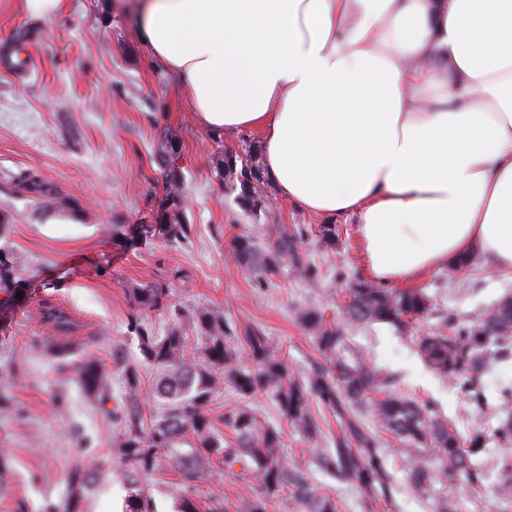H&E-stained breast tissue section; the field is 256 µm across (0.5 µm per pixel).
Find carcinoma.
Masks as SVG:
<instances>
[{
    "label": "carcinoma",
    "mask_w": 512,
    "mask_h": 512,
    "mask_svg": "<svg viewBox=\"0 0 512 512\" xmlns=\"http://www.w3.org/2000/svg\"><path fill=\"white\" fill-rule=\"evenodd\" d=\"M26 41L27 36L19 34L11 48L17 70L28 68V59L23 57ZM257 156L258 149L252 146L242 159L229 151L216 159V168L226 186L236 193L239 207L255 217L268 213L264 169ZM179 158V145L171 140L155 152L154 162L165 181L164 196L152 217L153 225L138 237L144 243H177L188 238ZM11 182L47 208H65L74 214L80 211L78 202L59 196L36 172H21ZM296 239L288 230H281L273 247L262 254L251 238L243 236L233 240L232 256L239 264L260 263L267 268L289 260L302 278L319 279V267L298 254ZM21 267L17 255L0 248V292L4 293L0 307L15 302L17 293L23 291ZM131 292L141 310L170 309L172 323L162 336L144 326L139 316L128 323L143 356L141 363L124 367L125 392L119 410L118 447L122 448L131 487L129 512H154L151 499L136 491V484L155 467L163 451L189 478L202 474L214 457L224 461L231 473L237 465L249 472L257 490L238 500L236 512H267L269 499L281 491L288 492L290 512H337L334 498L321 483L288 465L280 433L262 423L247 403L259 393L270 395L279 413L315 447L320 444L321 429L312 406L318 403L335 413L341 425L336 448L332 453L317 452L315 465L365 491L373 500L391 494L392 479L380 431L407 445L408 480L421 495L436 492L438 486L446 487L448 479L460 474L476 480L471 457L485 450L491 439L502 445L512 443V386L501 388L499 403L491 405L481 383L497 363L512 358L511 296L500 299L470 325L450 313L444 315L439 327L416 340L417 353L427 366L465 394L478 415L490 414L498 419L491 434L478 431L465 447L431 402L390 393L391 381L367 355L358 353L349 361L341 358L340 351L348 346L344 330L328 323L325 314L316 308L299 309L297 319L315 341L323 363L299 379L288 362L275 353L262 329L252 325L234 329L217 308L182 309L168 302L166 289L152 284L140 285ZM347 294L344 313L353 323L404 327L408 317L432 315L429 297L418 289L391 291L357 283L347 289ZM41 319L62 334L73 329L72 320L60 308L42 310ZM185 324L194 331L197 360L189 355L191 336L183 329ZM240 345L249 350L245 364L239 361ZM143 366L159 372L154 394L160 408L150 415L144 412L140 398ZM75 372L85 393L102 403L109 399L108 378L96 360L82 358L75 362ZM221 385L230 386L238 396L220 415L224 425L234 432L232 446L224 444L209 415L212 394ZM185 443L189 449L180 450ZM90 477L87 468L77 467L67 476V484L78 492L87 487Z\"/></svg>",
    "instance_id": "obj_1"
}]
</instances>
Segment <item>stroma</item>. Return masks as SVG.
I'll use <instances>...</instances> for the list:
<instances>
[{
  "instance_id": "35a3bbf8",
  "label": "stroma",
  "mask_w": 512,
  "mask_h": 512,
  "mask_svg": "<svg viewBox=\"0 0 512 512\" xmlns=\"http://www.w3.org/2000/svg\"><path fill=\"white\" fill-rule=\"evenodd\" d=\"M113 0H63L59 13L27 17L15 0H0V49L27 33L30 64L24 73L0 66V218L9 224L0 246L22 261V300L0 308V512H126L129 488L117 446L121 432L112 417L124 389L122 366L142 355L128 322L138 314L131 293L139 284L166 288L171 303L185 308L216 307L234 325L252 324L268 336L278 356L297 375L316 368L321 357L296 318L312 305L327 320L344 323L350 350L371 351L378 366L396 377L394 392L416 400L435 398L449 424L468 436L489 430L467 397L427 372L413 352L417 336L433 330L435 318L410 322L399 331L386 324L344 321L345 288L366 281L353 219H335V248L318 242L325 219L280 198L266 185L275 223L253 220L229 196L215 167L225 150L245 152L260 144L258 132L224 133L200 126L178 82L156 62L135 35L132 19L112 10ZM179 143L184 175L186 242L138 245L131 229L162 197L163 176L151 158L162 141ZM33 171L79 213L41 207L10 183ZM302 228L299 252L322 271L318 281L302 279L290 263L270 271L234 261L239 236L271 247L279 227ZM433 301L437 315L451 313L469 324L506 295L512 275L495 270L481 256L459 270L432 271L414 281ZM44 306L65 309L76 323L66 342L79 355L93 356L107 373L113 397L89 398L73 370L51 355L57 337L39 318ZM260 417L282 434L291 465L317 472L310 446L264 395L251 399ZM382 440L393 477L392 496L366 508L362 492L327 478L340 512H435L434 499L416 493L403 466L404 449L391 434ZM512 445L489 444L476 457L477 486L459 480L451 502L456 512H512L499 491L503 464ZM95 466L98 480L70 501L66 477L78 466ZM253 481L211 460L201 478L188 481L161 455L156 472L141 487L155 512H177L181 497L200 505L212 500L235 512Z\"/></svg>"
}]
</instances>
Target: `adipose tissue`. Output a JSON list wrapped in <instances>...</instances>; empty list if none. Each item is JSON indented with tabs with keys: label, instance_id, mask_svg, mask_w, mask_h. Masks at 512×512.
I'll return each mask as SVG.
<instances>
[{
	"label": "adipose tissue",
	"instance_id": "1",
	"mask_svg": "<svg viewBox=\"0 0 512 512\" xmlns=\"http://www.w3.org/2000/svg\"><path fill=\"white\" fill-rule=\"evenodd\" d=\"M207 129L261 135L300 209L356 221L372 280L512 272V0H133Z\"/></svg>",
	"mask_w": 512,
	"mask_h": 512
}]
</instances>
